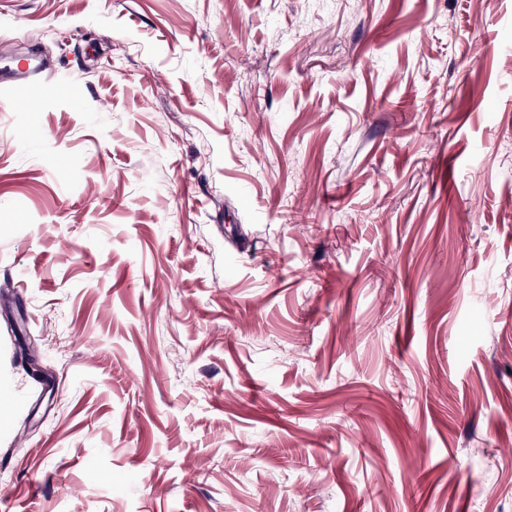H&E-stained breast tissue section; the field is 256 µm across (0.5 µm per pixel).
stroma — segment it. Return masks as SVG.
<instances>
[{"label": "stroma", "instance_id": "obj_1", "mask_svg": "<svg viewBox=\"0 0 512 512\" xmlns=\"http://www.w3.org/2000/svg\"><path fill=\"white\" fill-rule=\"evenodd\" d=\"M0 512H512V0H0ZM51 71L46 65L34 58L30 57L24 66H16L9 73L0 76L1 88L11 87L26 81H32L34 77L44 76L47 78Z\"/></svg>", "mask_w": 512, "mask_h": 512}]
</instances>
